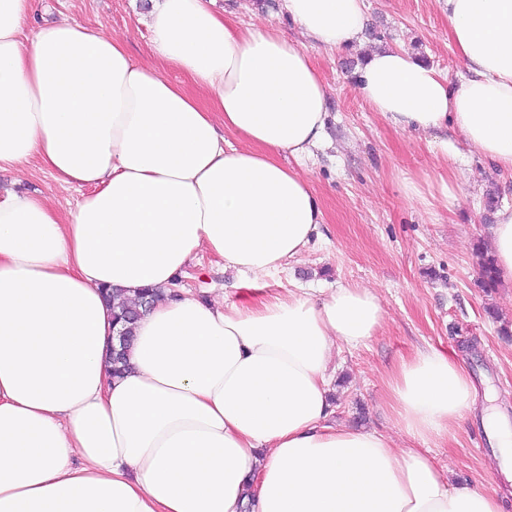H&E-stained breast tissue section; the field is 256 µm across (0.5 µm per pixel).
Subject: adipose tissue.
Returning a JSON list of instances; mask_svg holds the SVG:
<instances>
[{
	"mask_svg": "<svg viewBox=\"0 0 512 512\" xmlns=\"http://www.w3.org/2000/svg\"><path fill=\"white\" fill-rule=\"evenodd\" d=\"M443 3L456 79L379 47L357 91L395 130L454 126L512 173V0ZM38 4L0 0V171L35 159L82 196L64 216L0 194V512H506L418 447L476 404L447 353L390 378L415 447L330 423L337 349L384 321L368 288L256 303L174 289L199 252L259 278L309 246L323 210L283 162L327 143L329 88L307 47L361 46L365 0H281L296 39L238 26L216 0H149L138 22L152 64L68 18L32 25ZM491 248L512 282V207L496 212ZM106 288L164 293L119 374Z\"/></svg>",
	"mask_w": 512,
	"mask_h": 512,
	"instance_id": "obj_1",
	"label": "adipose tissue"
}]
</instances>
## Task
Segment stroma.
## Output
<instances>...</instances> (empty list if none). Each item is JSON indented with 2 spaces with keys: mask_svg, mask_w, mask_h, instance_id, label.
<instances>
[{
  "mask_svg": "<svg viewBox=\"0 0 512 512\" xmlns=\"http://www.w3.org/2000/svg\"><path fill=\"white\" fill-rule=\"evenodd\" d=\"M147 0H41L38 21L62 17L126 36L134 60L152 62L149 33L138 24ZM366 49L400 46L455 77L459 59L448 40V20L439 0H367ZM308 52L329 87V143L298 166L318 196L324 222L304 254L287 271L263 278L266 295L296 284L370 288L385 311L384 323L366 343L336 358L341 385L333 386L336 422L377 430L397 446L408 438L394 422L389 380L402 359L441 349L462 361L478 389L512 423V283L492 292L479 286L473 255L488 243L496 207L512 206V175L490 170L456 130L402 133L360 97L356 69L363 52ZM447 141L440 150L439 141ZM452 169L454 196L410 198L409 181ZM0 188L35 194L62 212L81 194L37 162L0 173ZM180 287L203 299L239 302L246 277L224 269L207 253L192 256ZM473 411L447 437L426 448L452 482L484 493H512V450L498 447Z\"/></svg>",
  "mask_w": 512,
  "mask_h": 512,
  "instance_id": "35a3bbf8",
  "label": "stroma"
}]
</instances>
